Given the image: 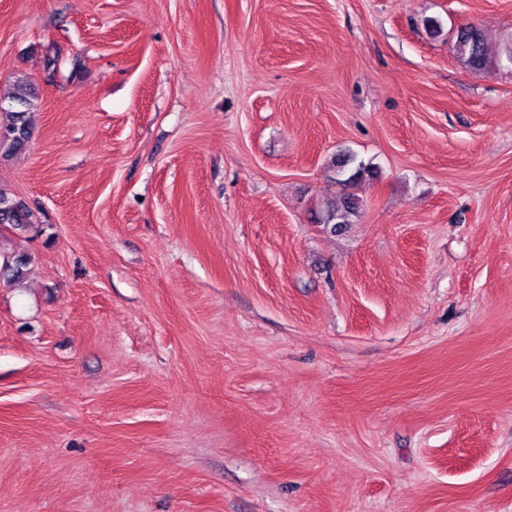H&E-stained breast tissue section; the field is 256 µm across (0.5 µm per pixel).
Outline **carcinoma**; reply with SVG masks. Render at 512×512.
Instances as JSON below:
<instances>
[{"label": "carcinoma", "mask_w": 512, "mask_h": 512, "mask_svg": "<svg viewBox=\"0 0 512 512\" xmlns=\"http://www.w3.org/2000/svg\"><path fill=\"white\" fill-rule=\"evenodd\" d=\"M455 50L459 60L470 71H481L493 61L512 64V38L506 40L496 56H491L483 30L466 24L457 31ZM9 108L0 106V160H8L24 150L31 139L26 108L33 104L29 84L19 81L9 96ZM329 179L343 186V192L329 198L315 212V222L334 233L355 223L361 215L362 203L349 188L356 186L371 167L356 162L355 156L344 152L334 159ZM33 225L32 211L23 203L0 191V283L8 286L21 282L30 263L28 255L13 247L12 235Z\"/></svg>", "instance_id": "obj_1"}]
</instances>
